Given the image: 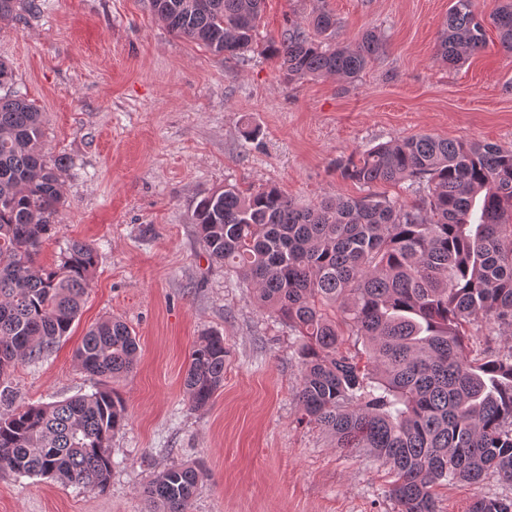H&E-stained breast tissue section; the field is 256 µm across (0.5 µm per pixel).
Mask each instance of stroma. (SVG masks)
Returning a JSON list of instances; mask_svg holds the SVG:
<instances>
[{
    "mask_svg": "<svg viewBox=\"0 0 512 512\" xmlns=\"http://www.w3.org/2000/svg\"><path fill=\"white\" fill-rule=\"evenodd\" d=\"M452 0H265L257 51L214 55L172 33L150 0H42L40 13L0 20V59L13 87L45 114L44 143L62 161L63 204L41 249L55 263L69 241L99 250L81 316L50 357L18 365L16 401L41 404L92 391L74 352L86 329L116 317L135 334L128 376L111 381L127 421L112 439L106 492L0 472V512H143L144 486L171 463L208 474L191 512H397L389 468L368 450L335 447L298 422V342L203 250L191 211L236 183L278 186L299 206L361 197L336 164L417 133L512 149V54L496 30L452 67L437 40ZM320 9L336 41L374 31L386 44L353 83H290L260 48ZM258 128L257 139L244 138ZM223 335L224 388L190 409L188 356ZM439 512L477 497H512L489 476L441 486Z\"/></svg>",
    "mask_w": 512,
    "mask_h": 512,
    "instance_id": "stroma-1",
    "label": "stroma"
}]
</instances>
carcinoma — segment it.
Wrapping results in <instances>:
<instances>
[{"instance_id": "1", "label": "carcinoma", "mask_w": 512, "mask_h": 512, "mask_svg": "<svg viewBox=\"0 0 512 512\" xmlns=\"http://www.w3.org/2000/svg\"><path fill=\"white\" fill-rule=\"evenodd\" d=\"M0 0V20L18 5ZM264 0H151L168 29L215 55L250 50ZM318 38L291 25L264 52L288 82L332 75L354 81L385 45L367 32L332 43L336 21L321 9ZM512 52V0L492 16ZM486 45L473 0H453L437 55L458 64ZM43 113L0 95V471L104 493L112 435L124 426L118 393L98 387L44 405L19 406L7 381L68 335L98 264L73 240L59 263L38 262L63 191L59 163L43 149ZM360 184L408 183L409 205L384 195L328 197L299 208L275 185L226 183L191 213L211 260L255 292L260 307L300 341L299 422L338 448H367L389 466L399 512H437L435 489L489 474L512 483V352L492 337L512 332V149L417 134L378 144L339 164ZM136 336L118 319L92 325L76 351L100 381L133 370ZM224 337L193 349L183 387L194 409L224 386ZM205 472L172 464L143 490L147 512H189ZM468 512H512V498H477Z\"/></svg>"}]
</instances>
